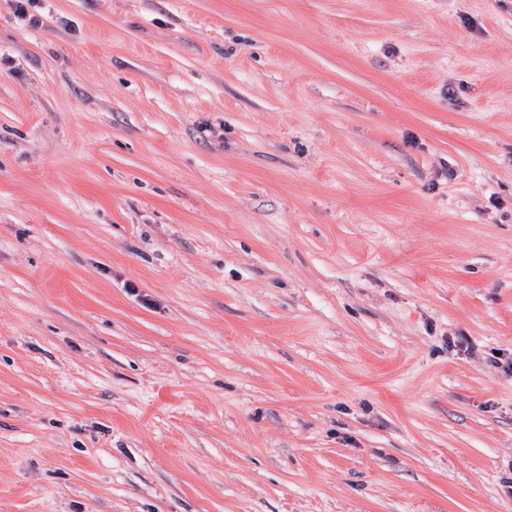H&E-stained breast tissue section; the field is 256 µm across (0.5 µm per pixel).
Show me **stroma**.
Returning <instances> with one entry per match:
<instances>
[{
    "label": "stroma",
    "mask_w": 512,
    "mask_h": 512,
    "mask_svg": "<svg viewBox=\"0 0 512 512\" xmlns=\"http://www.w3.org/2000/svg\"><path fill=\"white\" fill-rule=\"evenodd\" d=\"M0 512H512V0H0Z\"/></svg>",
    "instance_id": "35a3bbf8"
}]
</instances>
